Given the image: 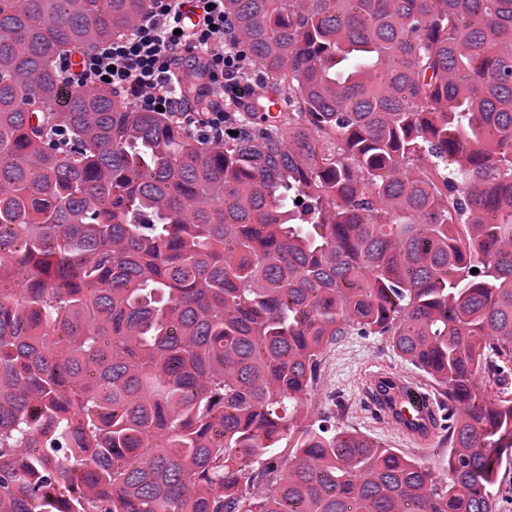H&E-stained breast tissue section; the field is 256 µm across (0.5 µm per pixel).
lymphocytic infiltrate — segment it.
I'll return each instance as SVG.
<instances>
[{
  "mask_svg": "<svg viewBox=\"0 0 512 512\" xmlns=\"http://www.w3.org/2000/svg\"><path fill=\"white\" fill-rule=\"evenodd\" d=\"M248 67L224 0H150L128 35L94 44L78 68L62 69L66 87L109 88L122 102L160 111L220 145L251 90Z\"/></svg>",
  "mask_w": 512,
  "mask_h": 512,
  "instance_id": "obj_1",
  "label": "lymphocytic infiltrate"
}]
</instances>
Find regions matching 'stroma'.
Here are the masks:
<instances>
[{
    "label": "stroma",
    "mask_w": 512,
    "mask_h": 512,
    "mask_svg": "<svg viewBox=\"0 0 512 512\" xmlns=\"http://www.w3.org/2000/svg\"><path fill=\"white\" fill-rule=\"evenodd\" d=\"M391 369L414 374V367L398 357L379 336H344L325 348L322 373L305 406L306 423H314L327 413H335L338 425L370 436L384 447L418 460L438 475L448 473V446L435 440L432 447L419 448L372 413L364 391L369 372Z\"/></svg>",
    "instance_id": "stroma-1"
}]
</instances>
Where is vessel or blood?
Returning a JSON list of instances; mask_svg holds the SVG:
<instances>
[{
    "label": "vessel or blood",
    "mask_w": 512,
    "mask_h": 512,
    "mask_svg": "<svg viewBox=\"0 0 512 512\" xmlns=\"http://www.w3.org/2000/svg\"><path fill=\"white\" fill-rule=\"evenodd\" d=\"M370 379L368 401L372 410L413 443L432 446L438 423L427 388L388 370L372 373Z\"/></svg>",
    "instance_id": "1"
}]
</instances>
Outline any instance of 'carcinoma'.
I'll return each mask as SVG.
<instances>
[{
    "instance_id": "1",
    "label": "carcinoma",
    "mask_w": 512,
    "mask_h": 512,
    "mask_svg": "<svg viewBox=\"0 0 512 512\" xmlns=\"http://www.w3.org/2000/svg\"><path fill=\"white\" fill-rule=\"evenodd\" d=\"M147 9L0 0V512H497L512 0H224L288 110L221 145L58 106L60 60ZM342 336L433 380L448 477L301 425Z\"/></svg>"
}]
</instances>
